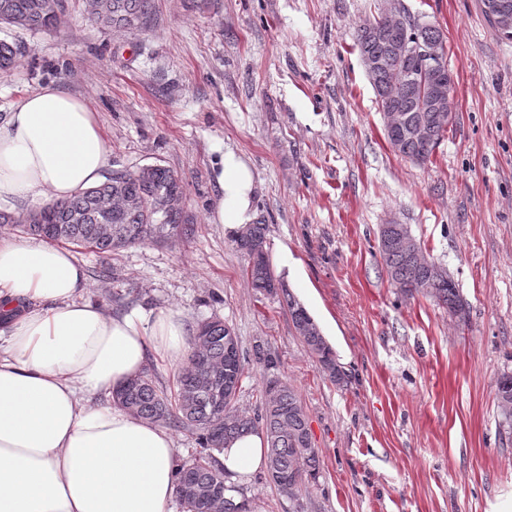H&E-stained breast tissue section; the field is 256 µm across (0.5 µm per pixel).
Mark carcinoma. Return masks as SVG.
Returning <instances> with one entry per match:
<instances>
[{
	"label": "carcinoma",
	"instance_id": "cac0c4a2",
	"mask_svg": "<svg viewBox=\"0 0 512 512\" xmlns=\"http://www.w3.org/2000/svg\"><path fill=\"white\" fill-rule=\"evenodd\" d=\"M63 0H0V24L27 30H52L59 26ZM85 10L95 24L103 28L134 29L145 25L153 12V0H85ZM406 45L393 51L385 35V25L367 19L356 34L361 60L369 57L382 62L366 76L381 97L382 126L387 144L399 142L395 154L416 164L430 161L444 141L455 113L437 111L434 101L412 81L425 77L427 84H448V64L429 66L414 49L421 43L444 39L434 23L419 22L402 11ZM18 48L0 40V72L14 66ZM409 117L411 127L427 130L422 140L402 135L388 123L392 112ZM184 200L179 178L161 164H149L136 172L114 171L101 183L74 198L47 204L26 215L0 212V224H13L23 233L49 242L70 244L95 253H114L145 243L165 244L189 231L184 205L168 207V202ZM408 231L406 224H383L378 228V251L390 284L402 281L405 294L422 292L448 308L461 311L463 300L447 269L435 261L420 240L416 254H404L394 245L395 238ZM234 246L247 261L246 274L260 292H281L287 297L288 313L296 336L316 358L323 375L341 384L345 372L336 353L323 336L307 309L298 302L278 278L267 249V224L256 221L233 239ZM234 329L213 317L195 325L190 351L178 372L177 391L169 394L152 375L142 372L115 392L114 402L134 416L162 425H174L198 436L199 448L193 458L178 465L179 477L189 476L200 491L220 485L224 498L213 512H249L247 500L237 498L238 488L226 484L218 460L224 447L244 434L260 431L267 443L266 471L270 481L288 487L296 495L317 483L320 456L312 443L309 420L297 390L286 382L275 381L279 394L262 396L260 414L237 412L236 399L224 398V388L241 385L245 372L240 352L227 350ZM496 398L502 426L512 429V374L496 380ZM182 512H208L203 496H177Z\"/></svg>",
	"mask_w": 512,
	"mask_h": 512
}]
</instances>
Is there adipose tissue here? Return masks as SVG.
Instances as JSON below:
<instances>
[{
	"label": "adipose tissue",
	"mask_w": 512,
	"mask_h": 512,
	"mask_svg": "<svg viewBox=\"0 0 512 512\" xmlns=\"http://www.w3.org/2000/svg\"><path fill=\"white\" fill-rule=\"evenodd\" d=\"M109 147L83 99L47 85L0 122V203L66 201L96 185ZM215 223L251 220L253 178L221 166ZM83 266L54 244L0 239V512H173L168 431L98 396L142 373L148 351L186 356L172 310L112 316L82 300ZM227 483L266 464L263 433L224 448Z\"/></svg>",
	"instance_id": "obj_1"
}]
</instances>
